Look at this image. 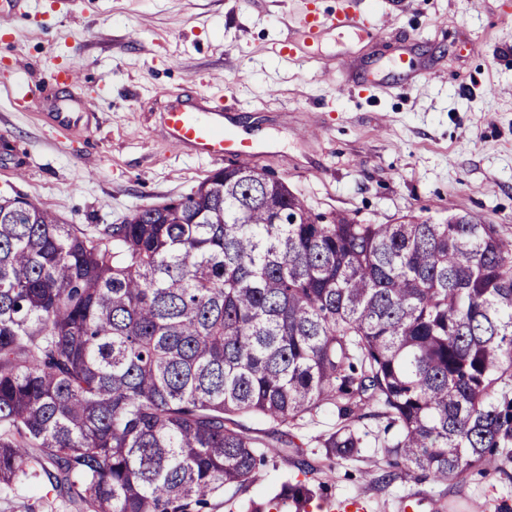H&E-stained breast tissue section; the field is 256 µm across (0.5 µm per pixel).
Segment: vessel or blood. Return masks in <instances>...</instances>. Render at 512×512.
Segmentation results:
<instances>
[{"mask_svg": "<svg viewBox=\"0 0 512 512\" xmlns=\"http://www.w3.org/2000/svg\"><path fill=\"white\" fill-rule=\"evenodd\" d=\"M302 39L306 47L318 44L325 28L361 29L370 37L379 38L384 24L379 20H365L347 12L335 16L311 15L303 22ZM224 114L214 99L200 104L173 103L163 110V130L167 141L176 149H189L194 155L221 161H253L259 156L254 145L246 139L225 136L222 131Z\"/></svg>", "mask_w": 512, "mask_h": 512, "instance_id": "1", "label": "vessel or blood"}]
</instances>
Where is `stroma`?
<instances>
[{
	"instance_id": "35a3bbf8",
	"label": "stroma",
	"mask_w": 512,
	"mask_h": 512,
	"mask_svg": "<svg viewBox=\"0 0 512 512\" xmlns=\"http://www.w3.org/2000/svg\"><path fill=\"white\" fill-rule=\"evenodd\" d=\"M383 16L382 39L324 30L314 60L288 58L307 13ZM405 57L409 71L390 67ZM86 73L97 107L86 131L54 128L74 111L56 71ZM223 99L224 130L250 139L254 165L313 212L363 224L481 216L512 247V0H29L0 7V195H23L67 224H119L189 194L220 161L164 137L171 94ZM369 406L347 458L306 448L334 499L366 512H512V456L436 481L390 467L384 422ZM270 459L232 505L241 512L284 477ZM42 469L0 492V512H33Z\"/></svg>"
}]
</instances>
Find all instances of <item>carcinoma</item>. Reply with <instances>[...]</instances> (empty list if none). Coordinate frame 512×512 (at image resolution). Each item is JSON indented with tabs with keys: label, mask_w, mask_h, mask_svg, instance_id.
I'll list each match as a JSON object with an SVG mask.
<instances>
[{
	"label": "carcinoma",
	"mask_w": 512,
	"mask_h": 512,
	"mask_svg": "<svg viewBox=\"0 0 512 512\" xmlns=\"http://www.w3.org/2000/svg\"><path fill=\"white\" fill-rule=\"evenodd\" d=\"M343 403L336 405V400ZM382 409L390 456L436 481L512 447V249L496 226L315 214L238 163L122 224H64L0 196V488L31 448L86 512H206L323 406L357 452ZM272 424L271 439L245 418ZM245 512H309L312 466Z\"/></svg>",
	"instance_id": "carcinoma-1"
}]
</instances>
